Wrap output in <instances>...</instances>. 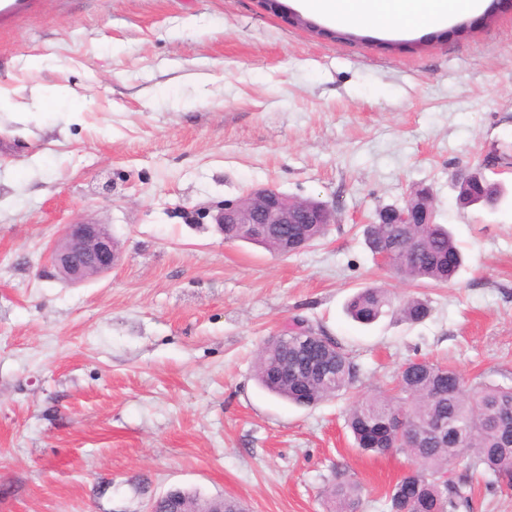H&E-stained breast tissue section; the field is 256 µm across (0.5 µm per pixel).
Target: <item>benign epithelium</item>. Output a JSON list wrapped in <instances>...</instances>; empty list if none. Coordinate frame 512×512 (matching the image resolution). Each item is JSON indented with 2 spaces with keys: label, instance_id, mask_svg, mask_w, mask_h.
Returning <instances> with one entry per match:
<instances>
[{
  "label": "benign epithelium",
  "instance_id": "obj_1",
  "mask_svg": "<svg viewBox=\"0 0 512 512\" xmlns=\"http://www.w3.org/2000/svg\"><path fill=\"white\" fill-rule=\"evenodd\" d=\"M472 198L489 200L485 180L479 174L465 178ZM219 230L234 224L241 237H269L274 229L288 224H334L335 212L312 199L291 198L270 186L252 188L244 198L226 201L214 216ZM384 224H431L430 197L420 194L403 207H391L382 216ZM121 250L118 240L104 224L77 223L66 226L48 251V262L60 275L73 283L103 274L118 265Z\"/></svg>",
  "mask_w": 512,
  "mask_h": 512
}]
</instances>
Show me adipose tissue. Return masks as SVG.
Listing matches in <instances>:
<instances>
[{"label":"adipose tissue","mask_w":512,"mask_h":512,"mask_svg":"<svg viewBox=\"0 0 512 512\" xmlns=\"http://www.w3.org/2000/svg\"><path fill=\"white\" fill-rule=\"evenodd\" d=\"M304 10L340 26L413 31L480 11L484 0H300Z\"/></svg>","instance_id":"obj_1"}]
</instances>
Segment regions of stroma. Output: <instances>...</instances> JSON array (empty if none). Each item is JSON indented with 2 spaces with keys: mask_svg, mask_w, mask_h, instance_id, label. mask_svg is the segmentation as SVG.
Segmentation results:
<instances>
[{
  "mask_svg": "<svg viewBox=\"0 0 512 512\" xmlns=\"http://www.w3.org/2000/svg\"><path fill=\"white\" fill-rule=\"evenodd\" d=\"M258 0H0V512H147L180 488L248 512H329L338 469L387 512L404 455L354 446L352 405L428 359L512 384V0L410 34ZM475 172L495 209L462 207ZM259 185L336 212L274 255L213 216ZM427 190L464 254L453 283L379 266L363 229ZM107 225L120 263L80 284L44 268L66 225ZM365 287L394 303L347 317ZM429 301L423 322L396 306ZM359 366L298 407L254 377L292 319ZM388 292L382 288H363L347 302L346 312L356 322L370 325L391 308Z\"/></svg>",
  "mask_w": 512,
  "mask_h": 512,
  "instance_id": "obj_1",
  "label": "stroma"
}]
</instances>
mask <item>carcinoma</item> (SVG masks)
<instances>
[{"label": "carcinoma", "instance_id": "carcinoma-1", "mask_svg": "<svg viewBox=\"0 0 512 512\" xmlns=\"http://www.w3.org/2000/svg\"><path fill=\"white\" fill-rule=\"evenodd\" d=\"M327 224H290L280 234L299 236L312 244L327 234ZM365 242L374 254H390L392 268L402 279L447 285L463 263L450 231L442 224H383L365 226ZM388 292L363 288L347 302L356 322L370 325L391 307ZM400 315L416 323L430 315L427 300L412 297ZM288 362V377L280 376ZM259 384L274 396L299 406L338 396L357 380L358 367L333 338L268 340L255 364ZM397 395L357 401L347 422L356 446L373 455L389 448L407 456L416 469L398 479L385 493L389 512H470L472 477L489 473L494 484L512 483V385L483 381L468 385L455 370L429 360H410L402 367ZM412 426L422 429L419 445L404 444L396 420L401 410ZM462 464L455 477L451 467ZM331 512H360L359 484L341 471L328 491Z\"/></svg>", "mask_w": 512, "mask_h": 512}]
</instances>
